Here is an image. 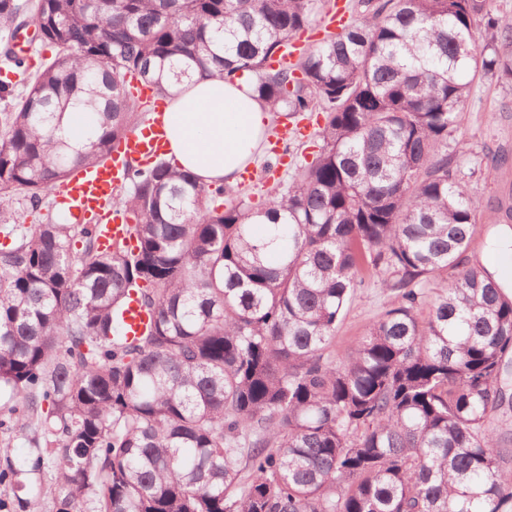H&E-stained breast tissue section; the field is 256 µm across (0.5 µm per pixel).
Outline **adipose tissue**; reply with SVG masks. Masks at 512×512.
I'll use <instances>...</instances> for the list:
<instances>
[{"label":"adipose tissue","mask_w":512,"mask_h":512,"mask_svg":"<svg viewBox=\"0 0 512 512\" xmlns=\"http://www.w3.org/2000/svg\"><path fill=\"white\" fill-rule=\"evenodd\" d=\"M270 119L249 73L231 81L193 78L176 89L164 112L166 157L204 183L237 185L262 149Z\"/></svg>","instance_id":"adipose-tissue-1"}]
</instances>
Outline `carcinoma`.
Returning a JSON list of instances; mask_svg holds the SVG:
<instances>
[{"label": "carcinoma", "instance_id": "obj_1", "mask_svg": "<svg viewBox=\"0 0 512 512\" xmlns=\"http://www.w3.org/2000/svg\"><path fill=\"white\" fill-rule=\"evenodd\" d=\"M317 0H0V512H512V299L460 263L476 214L439 147L475 79L512 86L491 0H357L297 62L277 53ZM33 14L56 53L11 47ZM254 77L321 145L254 207L209 202L160 157L120 205L135 247L90 224L15 223L50 203L193 77ZM66 112L84 113L75 140ZM429 316L421 290L448 269ZM392 297L338 365L334 332L365 272ZM136 291L146 332L118 313ZM33 448L25 467L8 448Z\"/></svg>", "mask_w": 512, "mask_h": 512}]
</instances>
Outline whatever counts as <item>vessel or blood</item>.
I'll use <instances>...</instances> for the list:
<instances>
[{
    "mask_svg": "<svg viewBox=\"0 0 512 512\" xmlns=\"http://www.w3.org/2000/svg\"><path fill=\"white\" fill-rule=\"evenodd\" d=\"M153 110L156 117L150 125L129 133L112 150L104 165L80 172L59 190L62 202L75 222L98 226L101 245L121 242L131 246L135 243L126 214L117 208L105 213L101 207L112 191L126 180L131 166H146L165 154L164 107L157 101ZM149 319V312L141 307L137 297H130L122 313L127 336L140 335Z\"/></svg>",
    "mask_w": 512,
    "mask_h": 512,
    "instance_id": "1",
    "label": "vessel or blood"
}]
</instances>
